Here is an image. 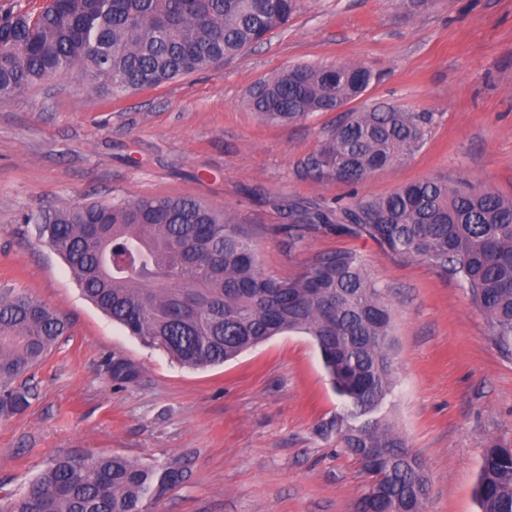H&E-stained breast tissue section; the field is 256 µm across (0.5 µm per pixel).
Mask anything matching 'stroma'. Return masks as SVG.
I'll list each match as a JSON object with an SVG mask.
<instances>
[{"label": "stroma", "mask_w": 512, "mask_h": 512, "mask_svg": "<svg viewBox=\"0 0 512 512\" xmlns=\"http://www.w3.org/2000/svg\"><path fill=\"white\" fill-rule=\"evenodd\" d=\"M352 62L372 74L356 107L433 115L419 151L356 189L303 165L335 113L271 123L247 106L254 83L288 67ZM435 178L512 198V0H299L261 44L160 86L115 97L63 79L0 101V287L71 323L35 371L30 407L0 416V491L63 456H182L189 479L148 512H355L367 476L318 433L345 404L311 336L181 366L86 300L23 221L62 205L189 196L252 229L267 274L335 250L361 255L393 310L394 384L378 414L424 462V512H478L485 448H512V355L482 312L456 281L372 240L316 232L291 251L279 233L293 203L332 207ZM116 358L139 378L113 381Z\"/></svg>", "instance_id": "35a3bbf8"}]
</instances>
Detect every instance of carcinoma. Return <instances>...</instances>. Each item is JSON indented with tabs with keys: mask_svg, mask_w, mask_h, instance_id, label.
Returning a JSON list of instances; mask_svg holds the SVG:
<instances>
[{
	"mask_svg": "<svg viewBox=\"0 0 512 512\" xmlns=\"http://www.w3.org/2000/svg\"><path fill=\"white\" fill-rule=\"evenodd\" d=\"M297 0H47L37 12L0 14V99L71 78L114 96L158 86L259 44L284 26ZM372 80L362 66L297 65L259 81L248 107L282 123L339 111L321 148L304 161L320 179L352 187L404 161L425 142L431 114L379 102L346 105ZM288 249L311 231L373 240L404 261L454 278L512 353V199L465 181L425 179L382 198L330 208H289ZM84 294L145 345L191 368L220 365L275 336L313 338L346 410L321 425L371 475L357 512H424L429 479L394 426L372 417L391 393L392 308L361 256L336 250L283 278L262 271L251 233L190 197L63 205L27 215ZM68 330L58 312L16 288L0 289V414L26 410L21 378ZM139 370L112 361V378ZM181 457L142 463L120 455L54 460L0 512H146L183 484ZM479 512H512V448L485 450Z\"/></svg>",
	"mask_w": 512,
	"mask_h": 512,
	"instance_id": "cac0c4a2",
	"label": "carcinoma"
}]
</instances>
